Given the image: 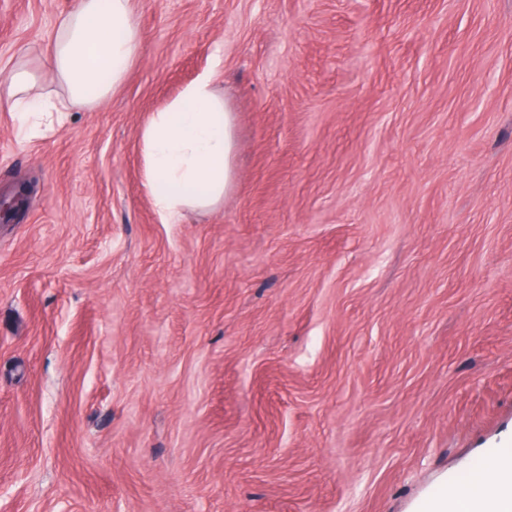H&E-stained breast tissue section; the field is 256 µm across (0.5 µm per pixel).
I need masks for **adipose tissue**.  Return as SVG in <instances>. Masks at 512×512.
Here are the masks:
<instances>
[{
	"mask_svg": "<svg viewBox=\"0 0 512 512\" xmlns=\"http://www.w3.org/2000/svg\"><path fill=\"white\" fill-rule=\"evenodd\" d=\"M143 44L134 0H77L61 15L40 70L18 61L0 72V112L12 113L19 132L49 138L72 108L95 109L126 79ZM65 90H37L41 76ZM234 116L204 73L140 130L143 185L161 223H179L186 208H212L234 182ZM494 481L477 489H445L417 512H512V455L494 456Z\"/></svg>",
	"mask_w": 512,
	"mask_h": 512,
	"instance_id": "1",
	"label": "adipose tissue"
}]
</instances>
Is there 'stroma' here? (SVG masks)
Returning <instances> with one entry per match:
<instances>
[{
    "instance_id": "35a3bbf8",
    "label": "stroma",
    "mask_w": 512,
    "mask_h": 512,
    "mask_svg": "<svg viewBox=\"0 0 512 512\" xmlns=\"http://www.w3.org/2000/svg\"><path fill=\"white\" fill-rule=\"evenodd\" d=\"M126 81L0 113V512H414L512 454V0H136ZM75 0H0V68ZM235 182L161 223L203 72ZM234 116L203 73L140 130L143 185L161 223L213 208L234 182Z\"/></svg>"
}]
</instances>
